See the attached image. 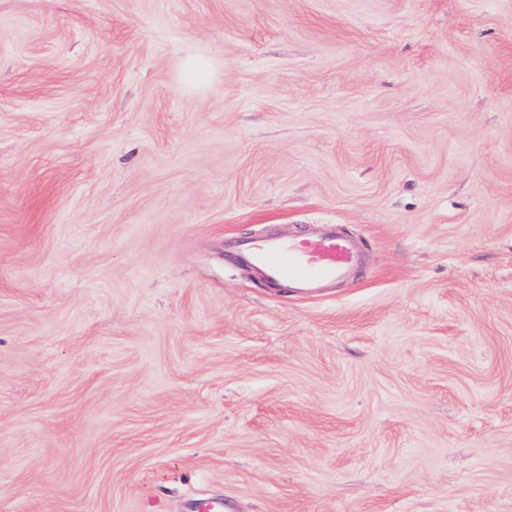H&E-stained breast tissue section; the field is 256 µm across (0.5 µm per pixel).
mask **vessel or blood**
Returning <instances> with one entry per match:
<instances>
[{
	"label": "vessel or blood",
	"instance_id": "b4317fda",
	"mask_svg": "<svg viewBox=\"0 0 512 512\" xmlns=\"http://www.w3.org/2000/svg\"><path fill=\"white\" fill-rule=\"evenodd\" d=\"M247 265L267 282H282L303 297L321 288L351 279L362 262V253L335 225L297 239L263 238L242 246Z\"/></svg>",
	"mask_w": 512,
	"mask_h": 512
}]
</instances>
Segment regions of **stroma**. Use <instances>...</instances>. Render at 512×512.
Masks as SVG:
<instances>
[{
	"label": "stroma",
	"mask_w": 512,
	"mask_h": 512,
	"mask_svg": "<svg viewBox=\"0 0 512 512\" xmlns=\"http://www.w3.org/2000/svg\"><path fill=\"white\" fill-rule=\"evenodd\" d=\"M212 498L512 512V0H0V512ZM297 239L263 238L242 245V257L263 281L286 283L303 297L321 288L350 280L359 269L362 253L335 224Z\"/></svg>",
	"instance_id": "stroma-1"
}]
</instances>
